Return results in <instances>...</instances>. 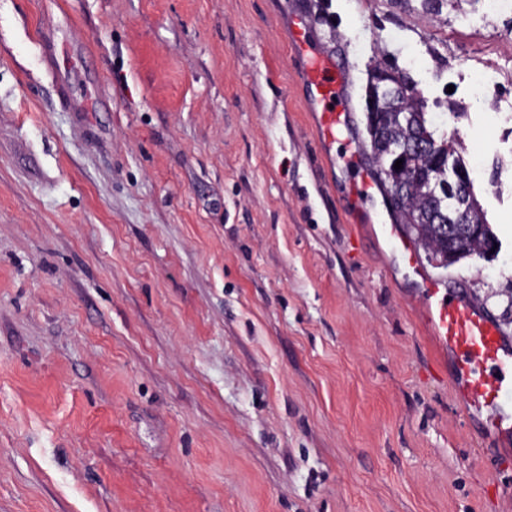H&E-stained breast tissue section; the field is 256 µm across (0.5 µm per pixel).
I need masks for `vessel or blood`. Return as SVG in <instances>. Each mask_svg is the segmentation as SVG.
Segmentation results:
<instances>
[{
    "label": "vessel or blood",
    "mask_w": 512,
    "mask_h": 512,
    "mask_svg": "<svg viewBox=\"0 0 512 512\" xmlns=\"http://www.w3.org/2000/svg\"><path fill=\"white\" fill-rule=\"evenodd\" d=\"M291 51L304 65L308 104L317 117L318 136L324 146L343 140L352 159L360 163L356 192L371 197L381 185L370 167L362 164L365 153L354 141L352 114L347 104L346 77L350 62H339L315 50L305 19H297ZM391 238L402 262L417 278L434 334L447 350L451 364V388L464 416L498 437L512 436V337L496 319L453 285L449 276H437L424 264L415 242L398 225Z\"/></svg>",
    "instance_id": "vessel-or-blood-1"
}]
</instances>
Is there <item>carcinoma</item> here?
<instances>
[{"label": "carcinoma", "mask_w": 512, "mask_h": 512, "mask_svg": "<svg viewBox=\"0 0 512 512\" xmlns=\"http://www.w3.org/2000/svg\"><path fill=\"white\" fill-rule=\"evenodd\" d=\"M377 95L379 120L365 113L369 162L383 187L394 223L414 238L430 263L448 268L463 258L483 259L497 243L480 207L455 217L431 191L429 182L448 185L450 161L460 179L474 187L461 165L458 140L437 134L427 117L426 100L409 72L378 58L368 65L366 95ZM402 168H394L397 160Z\"/></svg>", "instance_id": "obj_1"}]
</instances>
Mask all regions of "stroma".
<instances>
[{
  "mask_svg": "<svg viewBox=\"0 0 512 512\" xmlns=\"http://www.w3.org/2000/svg\"><path fill=\"white\" fill-rule=\"evenodd\" d=\"M419 3L0 0V512H512L289 48L351 61L359 140L371 58H418L499 239L448 272L500 317L512 116L470 77L512 16Z\"/></svg>",
  "mask_w": 512,
  "mask_h": 512,
  "instance_id": "1",
  "label": "stroma"
}]
</instances>
